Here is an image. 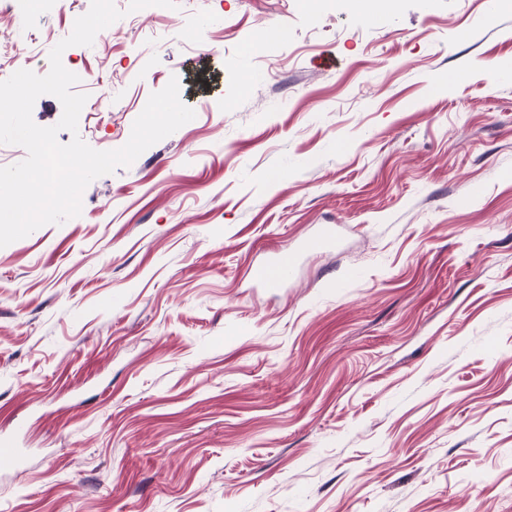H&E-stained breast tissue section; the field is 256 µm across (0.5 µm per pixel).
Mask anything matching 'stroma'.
Listing matches in <instances>:
<instances>
[{"label":"stroma","mask_w":512,"mask_h":512,"mask_svg":"<svg viewBox=\"0 0 512 512\" xmlns=\"http://www.w3.org/2000/svg\"><path fill=\"white\" fill-rule=\"evenodd\" d=\"M90 4L0 13V80ZM62 63L60 143L195 117L0 248V512H512V0H178ZM336 238L333 224H322L312 235L305 237L297 251L276 253L253 271V281L263 288H279L286 281V274L301 256L321 253Z\"/></svg>","instance_id":"35a3bbf8"}]
</instances>
